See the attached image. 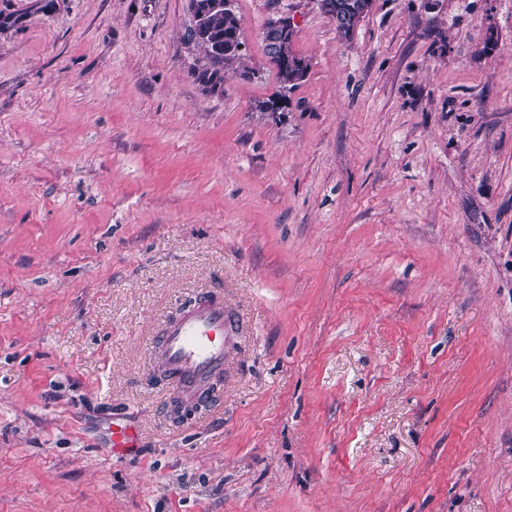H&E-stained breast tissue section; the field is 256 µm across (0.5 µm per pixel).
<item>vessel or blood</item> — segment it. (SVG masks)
Masks as SVG:
<instances>
[{"mask_svg":"<svg viewBox=\"0 0 512 512\" xmlns=\"http://www.w3.org/2000/svg\"><path fill=\"white\" fill-rule=\"evenodd\" d=\"M236 320L219 293L207 291L184 303L160 328L153 350L171 397L184 406L205 403L224 374Z\"/></svg>","mask_w":512,"mask_h":512,"instance_id":"1","label":"vessel or blood"}]
</instances>
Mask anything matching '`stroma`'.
<instances>
[{"label": "stroma", "mask_w": 512, "mask_h": 512, "mask_svg": "<svg viewBox=\"0 0 512 512\" xmlns=\"http://www.w3.org/2000/svg\"><path fill=\"white\" fill-rule=\"evenodd\" d=\"M233 7L216 87L189 0H0V512H512V0ZM208 290L176 423L150 339ZM372 0H318L320 9L328 16L336 18V11L329 10L327 5L329 3L341 4L344 11L349 14V20L347 24H336V30L341 37L348 39L352 36L361 18L369 12L371 8ZM278 24V17L269 19V22L266 24L264 30L267 34L266 43L264 39L265 50L268 54V48L270 56L273 57L277 43V59L273 60V63L277 67L282 89L284 91H290L306 77L309 64L292 51V40L294 37L293 23L288 22V26L278 34L276 39L272 31ZM236 320L214 291L184 303L160 328L153 350L161 361L170 399L185 407L205 403L215 380L224 375Z\"/></svg>", "instance_id": "obj_1"}]
</instances>
